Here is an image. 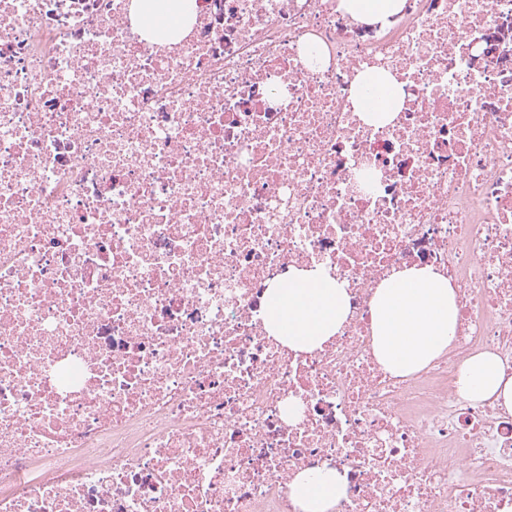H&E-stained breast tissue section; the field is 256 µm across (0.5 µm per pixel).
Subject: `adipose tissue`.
<instances>
[{
  "label": "adipose tissue",
  "mask_w": 512,
  "mask_h": 512,
  "mask_svg": "<svg viewBox=\"0 0 512 512\" xmlns=\"http://www.w3.org/2000/svg\"><path fill=\"white\" fill-rule=\"evenodd\" d=\"M345 291L319 272H303L269 288L265 320L270 333L290 348L312 350L333 336L345 318ZM456 307L447 279L429 269H408L378 288L373 348L380 364L397 376L421 371L440 357L454 337ZM460 391L472 400L494 399L512 411V376L498 357L484 352L465 362ZM343 492L336 473L320 482L300 476L290 486L303 512H330Z\"/></svg>",
  "instance_id": "1"
}]
</instances>
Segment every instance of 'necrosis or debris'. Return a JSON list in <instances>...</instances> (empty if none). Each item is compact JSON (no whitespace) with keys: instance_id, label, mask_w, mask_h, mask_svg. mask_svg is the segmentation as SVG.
Wrapping results in <instances>:
<instances>
[{"instance_id":"necrosis-or-debris-1","label":"necrosis or debris","mask_w":512,"mask_h":512,"mask_svg":"<svg viewBox=\"0 0 512 512\" xmlns=\"http://www.w3.org/2000/svg\"><path fill=\"white\" fill-rule=\"evenodd\" d=\"M0 0V512H512V0ZM395 84L370 117L362 77ZM455 290V339L396 376L373 299L408 268ZM318 270L346 316L268 331ZM341 5L355 18L374 20L385 19L395 8L391 0H342ZM344 302L340 283L320 272H302L269 288L265 301L267 328L290 348L312 350L338 331L345 318ZM460 391L471 400L493 397L496 403L512 411V376L507 375L498 357L484 352L465 362L460 373ZM321 477L320 482L313 483L302 475L290 485L291 496L304 512H329L343 492L342 480L336 473L326 472Z\"/></svg>"}]
</instances>
